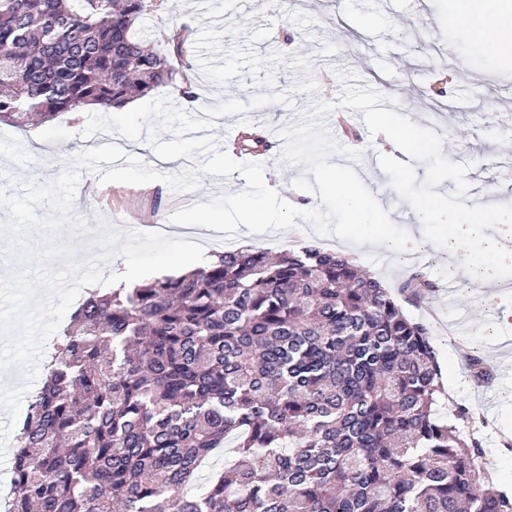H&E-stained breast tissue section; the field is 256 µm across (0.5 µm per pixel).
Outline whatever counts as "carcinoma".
<instances>
[{"mask_svg":"<svg viewBox=\"0 0 512 512\" xmlns=\"http://www.w3.org/2000/svg\"><path fill=\"white\" fill-rule=\"evenodd\" d=\"M149 0H0V122L199 100L188 29L136 35ZM419 299L412 273L397 285ZM471 375L488 380L483 356ZM17 423L7 512H512L475 415H437L431 328L343 253L256 246L92 292ZM233 459L185 488L217 448Z\"/></svg>","mask_w":512,"mask_h":512,"instance_id":"cac0c4a2","label":"carcinoma"}]
</instances>
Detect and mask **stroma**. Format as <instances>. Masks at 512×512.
Listing matches in <instances>:
<instances>
[{"label":"stroma","mask_w":512,"mask_h":512,"mask_svg":"<svg viewBox=\"0 0 512 512\" xmlns=\"http://www.w3.org/2000/svg\"><path fill=\"white\" fill-rule=\"evenodd\" d=\"M213 23L223 30V47L252 45L263 55L277 51L310 61L316 91L294 92L305 73L282 65L276 71V89L291 94V103L254 107L250 101L260 88L249 74L215 85L203 77L197 56L189 58L201 98L191 106V113H199L204 101L213 106L232 98L246 102L245 113L217 118L215 133L221 141L252 129L274 137L264 159L265 179L268 185L285 186L284 200L312 208L320 203L314 194L293 188L303 169L281 163L284 141L276 132L297 122L316 102L338 101L343 91L338 74L343 71L355 74L358 86L372 87L393 99L397 113L442 135L452 145L451 161L471 163L466 178L472 203L512 204V61H504L472 36L455 14L453 0H168L147 15L136 32L156 44L160 29L184 26L195 36L201 27ZM266 27L270 36L251 43L250 34ZM350 118L352 135H345L332 115L326 120L327 133L359 151L354 170L381 200L392 222L415 234L414 247L406 253L369 244L359 247L301 229L256 235L252 241L275 253L306 245L343 252L389 287L409 272L427 273L436 291L424 302L404 304L403 311L432 329L439 363L445 368L443 380L453 396L452 403L440 404L439 411L450 415L453 404L459 403L482 415L479 435L489 469L512 490V453H504L498 441L500 434L512 435V376L503 373L505 366H512V288L471 284L460 255L448 254L424 239L412 206L399 197L378 163L379 154L399 159L402 151L382 137L371 136L362 112L351 111ZM85 124L82 112L64 113L39 126L1 123L0 167L14 177L13 192H21L29 182L51 181L64 160L104 144L119 145L154 166L155 154L146 141L106 133L85 138L81 135ZM245 187V179L237 172L228 178L203 176L197 190L176 193L160 181L102 184L95 173L85 170L73 207L82 218L99 215L113 219L115 228L148 232L153 225L167 223L179 208ZM452 350L457 360H449ZM474 351L494 365L491 382L470 378L468 356Z\"/></svg>","instance_id":"35a3bbf8"}]
</instances>
